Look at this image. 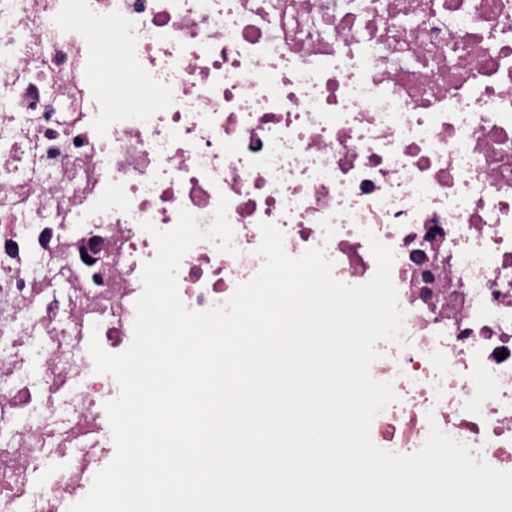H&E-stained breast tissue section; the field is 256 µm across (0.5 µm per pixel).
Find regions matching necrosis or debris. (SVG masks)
Returning a JSON list of instances; mask_svg holds the SVG:
<instances>
[{"label":"necrosis or debris","mask_w":512,"mask_h":512,"mask_svg":"<svg viewBox=\"0 0 512 512\" xmlns=\"http://www.w3.org/2000/svg\"><path fill=\"white\" fill-rule=\"evenodd\" d=\"M222 196L237 252L188 251V309L260 271V222L348 285L372 231L404 313L372 442L434 422L512 471V0H0V512H68L113 460L89 339L132 342L142 222Z\"/></svg>","instance_id":"4bbe7bcc"}]
</instances>
